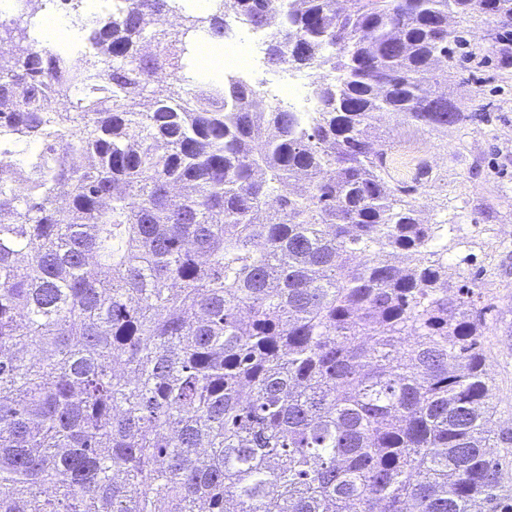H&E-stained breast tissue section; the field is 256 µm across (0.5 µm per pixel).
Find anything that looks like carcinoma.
Wrapping results in <instances>:
<instances>
[{"mask_svg":"<svg viewBox=\"0 0 512 512\" xmlns=\"http://www.w3.org/2000/svg\"><path fill=\"white\" fill-rule=\"evenodd\" d=\"M344 2L123 0L75 55L0 19V512H512L487 307L374 143L465 119L448 14L512 0ZM230 15L314 111L192 86Z\"/></svg>","mask_w":512,"mask_h":512,"instance_id":"1","label":"carcinoma"}]
</instances>
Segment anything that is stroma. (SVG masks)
<instances>
[{
    "label": "stroma",
    "instance_id": "obj_1",
    "mask_svg": "<svg viewBox=\"0 0 512 512\" xmlns=\"http://www.w3.org/2000/svg\"><path fill=\"white\" fill-rule=\"evenodd\" d=\"M448 26L461 42L438 77L467 123L438 134L423 126L384 124L376 135L395 179L398 156L413 153L430 173L411 200L426 224H441L448 284L468 285L489 305L483 338L493 426L512 424V59L500 41L512 17L454 13Z\"/></svg>",
    "mask_w": 512,
    "mask_h": 512
}]
</instances>
